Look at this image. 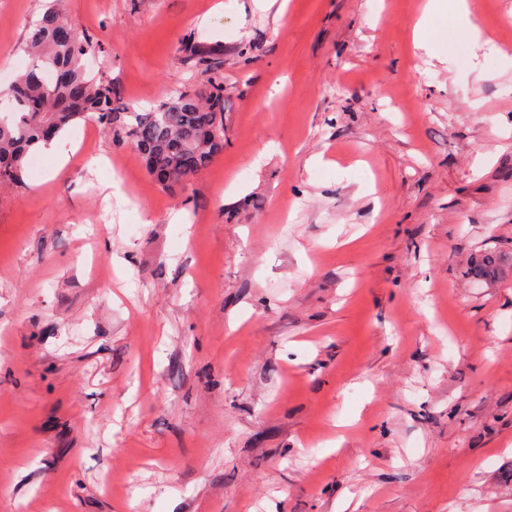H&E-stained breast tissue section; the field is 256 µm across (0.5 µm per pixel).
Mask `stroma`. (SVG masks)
<instances>
[{
    "label": "stroma",
    "instance_id": "stroma-1",
    "mask_svg": "<svg viewBox=\"0 0 512 512\" xmlns=\"http://www.w3.org/2000/svg\"><path fill=\"white\" fill-rule=\"evenodd\" d=\"M216 1L67 0L137 111L219 58L224 151L165 187L90 116L0 187V512H512V67L422 0Z\"/></svg>",
    "mask_w": 512,
    "mask_h": 512
}]
</instances>
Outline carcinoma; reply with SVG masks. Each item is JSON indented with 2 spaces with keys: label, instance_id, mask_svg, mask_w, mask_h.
Here are the masks:
<instances>
[{
  "label": "carcinoma",
  "instance_id": "1",
  "mask_svg": "<svg viewBox=\"0 0 512 512\" xmlns=\"http://www.w3.org/2000/svg\"><path fill=\"white\" fill-rule=\"evenodd\" d=\"M25 48L33 62L3 92L10 116L0 118V182H21L30 151L88 114L96 115L116 142L133 143L162 185L187 181L224 151V81L218 67L205 68L204 90L185 91L136 112L111 82L87 70L93 40L74 32L60 4L28 26Z\"/></svg>",
  "mask_w": 512,
  "mask_h": 512
}]
</instances>
